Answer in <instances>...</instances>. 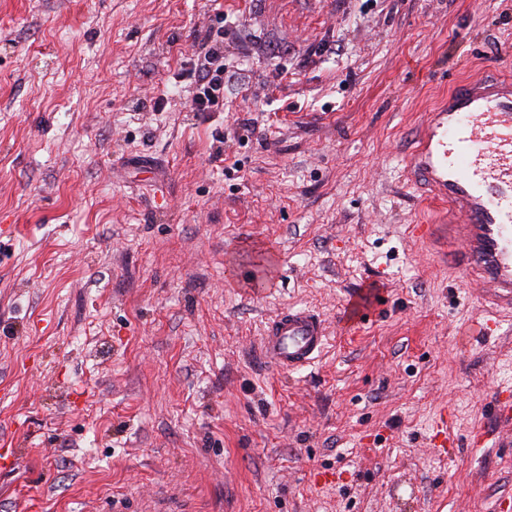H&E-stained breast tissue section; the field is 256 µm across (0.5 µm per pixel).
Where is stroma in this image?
<instances>
[{
  "label": "stroma",
  "instance_id": "1",
  "mask_svg": "<svg viewBox=\"0 0 512 512\" xmlns=\"http://www.w3.org/2000/svg\"><path fill=\"white\" fill-rule=\"evenodd\" d=\"M489 69L512 0H0V512H512V317L410 236L441 206L405 176ZM291 306L329 338L280 373ZM217 26L205 30L203 40L214 43L203 55H197L190 62L189 74L194 78L195 90L192 97L193 112H213V108L224 101L225 75L224 52V16H216ZM227 80V81H228ZM327 335L325 320L319 313L289 307L268 323L258 353L264 363L276 370L300 371L319 357Z\"/></svg>",
  "mask_w": 512,
  "mask_h": 512
}]
</instances>
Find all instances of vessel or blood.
<instances>
[{
  "label": "vessel or blood",
  "instance_id": "1",
  "mask_svg": "<svg viewBox=\"0 0 512 512\" xmlns=\"http://www.w3.org/2000/svg\"><path fill=\"white\" fill-rule=\"evenodd\" d=\"M413 182L447 204L444 224H416L413 235L444 236L454 265L485 286L496 310L512 312V82L490 75L459 85L423 123L408 158ZM321 315L291 307L267 325L258 353L296 372L327 341Z\"/></svg>",
  "mask_w": 512,
  "mask_h": 512
}]
</instances>
